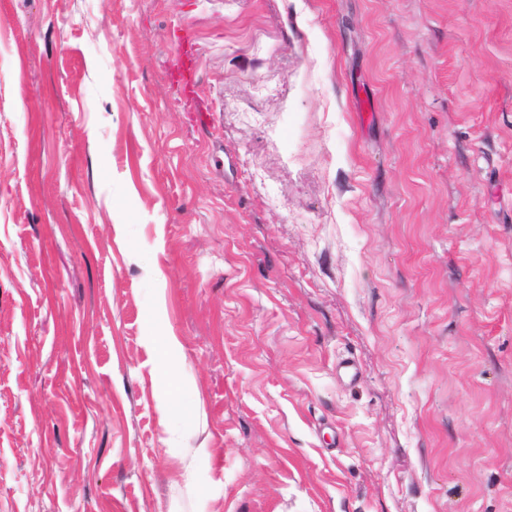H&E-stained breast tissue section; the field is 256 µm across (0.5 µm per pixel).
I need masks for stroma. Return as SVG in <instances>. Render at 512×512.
Here are the masks:
<instances>
[{
  "mask_svg": "<svg viewBox=\"0 0 512 512\" xmlns=\"http://www.w3.org/2000/svg\"><path fill=\"white\" fill-rule=\"evenodd\" d=\"M0 512H512V0H0Z\"/></svg>",
  "mask_w": 512,
  "mask_h": 512,
  "instance_id": "1",
  "label": "stroma"
}]
</instances>
